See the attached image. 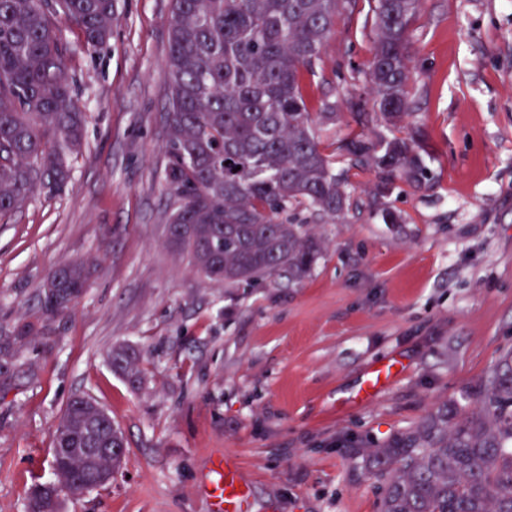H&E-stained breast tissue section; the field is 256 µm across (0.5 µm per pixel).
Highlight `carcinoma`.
Returning a JSON list of instances; mask_svg holds the SVG:
<instances>
[{"label": "carcinoma", "instance_id": "obj_1", "mask_svg": "<svg viewBox=\"0 0 512 512\" xmlns=\"http://www.w3.org/2000/svg\"><path fill=\"white\" fill-rule=\"evenodd\" d=\"M422 0H172L167 67L172 87L165 113L166 181L177 199L168 244L188 254L205 279L241 282L305 279L323 244L308 212L341 223L359 203L323 153L313 124L336 119V105L309 110L305 74L314 72L338 20L367 11L375 34L369 62L372 111L364 125L391 130L414 104L411 27ZM62 16L95 49L111 37L113 0H0V214L20 208L39 188L63 186L68 155L82 144L86 113L68 79L69 42ZM355 165L377 169L381 190L396 177L424 174L413 141L381 133L349 136L338 146ZM81 263L62 266L43 289L44 315L65 312L85 290ZM33 333L16 326L0 338V387L11 383L12 349ZM133 377L129 353L109 355ZM482 409L448 416V406L376 446L389 472L380 512H512V354L480 391ZM71 436L53 443L51 488L75 494L88 483L84 449L98 447L93 405L68 403Z\"/></svg>", "mask_w": 512, "mask_h": 512}]
</instances>
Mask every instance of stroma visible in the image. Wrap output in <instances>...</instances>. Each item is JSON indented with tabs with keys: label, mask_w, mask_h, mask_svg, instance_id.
<instances>
[{
	"label": "stroma",
	"mask_w": 512,
	"mask_h": 512,
	"mask_svg": "<svg viewBox=\"0 0 512 512\" xmlns=\"http://www.w3.org/2000/svg\"><path fill=\"white\" fill-rule=\"evenodd\" d=\"M171 0H115L112 36L67 35L88 116L60 190L0 215V334L16 346V386L0 390V512H27L52 475L53 435L86 395L124 432L112 480L61 499V512H208L211 460L235 462L247 512H380L373 446L438 407L479 411L480 387L512 350V0H423L412 25V113L420 184L379 193L374 170L344 177L362 205L342 224L311 221L325 251L293 285L204 279L167 245L166 66ZM373 34L336 26L306 77L325 154L371 135L365 98ZM398 218L391 224L384 211ZM85 264V293L46 317L38 295L59 266ZM134 351L139 383L106 356ZM402 373L357 401L367 374Z\"/></svg>",
	"instance_id": "35a3bbf8"
}]
</instances>
